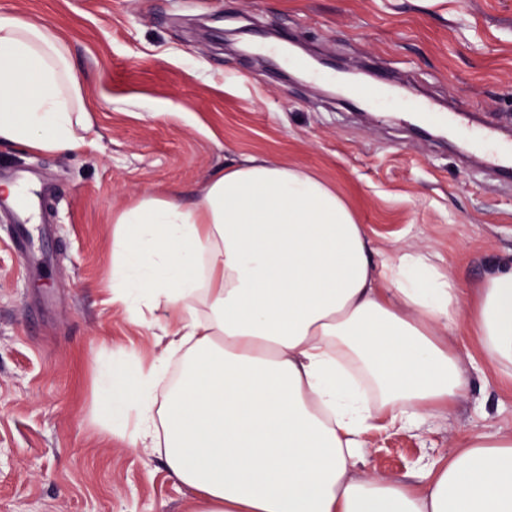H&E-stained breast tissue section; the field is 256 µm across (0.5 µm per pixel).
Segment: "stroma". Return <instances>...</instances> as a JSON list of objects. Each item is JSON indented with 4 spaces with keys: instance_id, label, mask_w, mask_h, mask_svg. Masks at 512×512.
<instances>
[{
    "instance_id": "obj_1",
    "label": "stroma",
    "mask_w": 512,
    "mask_h": 512,
    "mask_svg": "<svg viewBox=\"0 0 512 512\" xmlns=\"http://www.w3.org/2000/svg\"><path fill=\"white\" fill-rule=\"evenodd\" d=\"M55 29L94 116L93 145L58 156L0 145V176L38 172L54 209L53 266L28 273L0 214V512H186L163 454L110 434L95 375L149 365L153 328L113 306L112 212L147 193L191 202L246 157L333 184L374 245L421 249L462 287L512 264V181L322 84L284 81L224 47L248 24L376 68L406 103L512 117V0H0ZM469 386L417 429L370 433L359 475L411 480L472 434L512 430V370L465 329L449 338Z\"/></svg>"
}]
</instances>
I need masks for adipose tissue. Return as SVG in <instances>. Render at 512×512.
I'll list each match as a JSON object with an SVG mask.
<instances>
[{
  "label": "adipose tissue",
  "mask_w": 512,
  "mask_h": 512,
  "mask_svg": "<svg viewBox=\"0 0 512 512\" xmlns=\"http://www.w3.org/2000/svg\"><path fill=\"white\" fill-rule=\"evenodd\" d=\"M93 132L66 42L0 11V144L67 156ZM112 253L113 304L167 343L150 368H103L96 394L113 427L136 419L132 447L162 449L189 512H512V431L471 436L416 487L356 474L368 433L466 392L448 329L512 368V267L465 288L427 253L378 255L331 185L257 159L192 204L113 211Z\"/></svg>",
  "instance_id": "adipose-tissue-1"
}]
</instances>
